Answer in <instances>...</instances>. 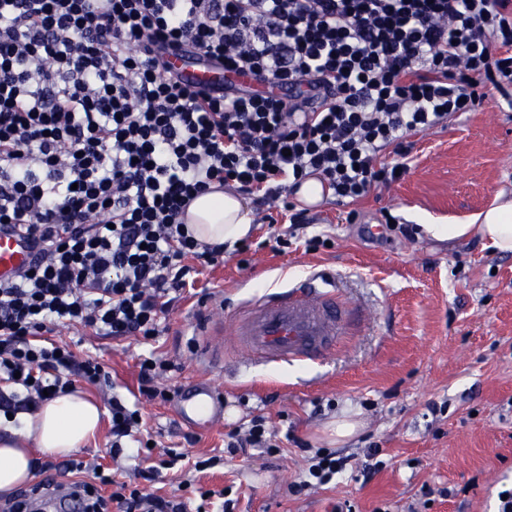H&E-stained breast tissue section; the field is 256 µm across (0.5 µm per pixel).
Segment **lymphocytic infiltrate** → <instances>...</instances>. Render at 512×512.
I'll use <instances>...</instances> for the list:
<instances>
[{
  "label": "lymphocytic infiltrate",
  "mask_w": 512,
  "mask_h": 512,
  "mask_svg": "<svg viewBox=\"0 0 512 512\" xmlns=\"http://www.w3.org/2000/svg\"><path fill=\"white\" fill-rule=\"evenodd\" d=\"M177 53L223 84H187ZM492 89L512 107V0H0V231L41 254L0 279V414L109 383L58 328L159 335L196 266L224 262L184 222L211 186L308 224L306 179L357 201L408 172L412 135ZM108 404L112 454L148 451L139 410ZM185 457L73 482L81 512H230L190 479L148 491Z\"/></svg>",
  "instance_id": "obj_1"
}]
</instances>
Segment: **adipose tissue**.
<instances>
[{
	"label": "adipose tissue",
	"mask_w": 512,
	"mask_h": 512,
	"mask_svg": "<svg viewBox=\"0 0 512 512\" xmlns=\"http://www.w3.org/2000/svg\"><path fill=\"white\" fill-rule=\"evenodd\" d=\"M186 222L194 236L207 243H233L245 238L251 228L246 199L231 191L203 194L194 199ZM424 233L438 241H459L478 234L491 247L512 253V201L498 203L478 214L471 224H427ZM21 442L0 439V490L9 492L33 476L31 448L64 456L79 448L93 435L100 422L99 407L73 391L42 404L34 413L20 415Z\"/></svg>",
	"instance_id": "ef3b65f1"
}]
</instances>
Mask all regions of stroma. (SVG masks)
<instances>
[{
  "label": "stroma",
  "instance_id": "1",
  "mask_svg": "<svg viewBox=\"0 0 512 512\" xmlns=\"http://www.w3.org/2000/svg\"><path fill=\"white\" fill-rule=\"evenodd\" d=\"M408 164L401 180L354 204L327 198L310 208L308 226L283 251L269 244V225L255 222L249 250L204 269L151 344L89 328L61 330V339L76 342L110 374L112 389L87 386L84 394L102 406L115 393L135 402L157 448L183 449L187 430L174 405L138 391L139 360L153 352L179 364L178 385L210 383L236 413L198 432L193 454L222 453L225 433L264 417L279 452L251 448L195 476L199 486L224 490L233 512H332L345 500L353 512H497L499 492L512 488V253L496 252L475 234L450 243L423 234L410 240L381 222L388 212L409 224L420 213L469 224L497 197L511 199L512 110L489 102L456 114L445 127L415 136ZM352 209L360 213L354 224L345 220ZM315 235L329 237L331 247L308 250ZM295 270L334 279L361 316L321 362H197L202 317L232 315L263 296L261 282L285 287ZM346 413L359 426L339 440L328 425ZM109 430L102 420L67 458L33 450L44 465L34 483L70 484V458L132 471L137 459L109 454ZM299 439L356 463L374 446L383 466L367 479L349 469L294 495L288 486L308 466Z\"/></svg>",
  "mask_w": 512,
  "mask_h": 512
}]
</instances>
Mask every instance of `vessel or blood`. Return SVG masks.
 I'll return each mask as SVG.
<instances>
[{"label": "vessel or blood", "instance_id": "1", "mask_svg": "<svg viewBox=\"0 0 512 512\" xmlns=\"http://www.w3.org/2000/svg\"><path fill=\"white\" fill-rule=\"evenodd\" d=\"M172 63L199 87L224 80L223 70L216 66L189 64L178 57ZM36 257V249L25 241L0 232V278L11 277ZM334 285L328 278L310 279L252 300L234 313L228 328L219 321H205L200 331L205 356L223 364L224 347L216 338L228 331L237 355L251 361L321 360L334 339L351 326V311ZM223 415L224 400L208 383H192L180 392L177 416L189 428H209Z\"/></svg>", "mask_w": 512, "mask_h": 512}]
</instances>
